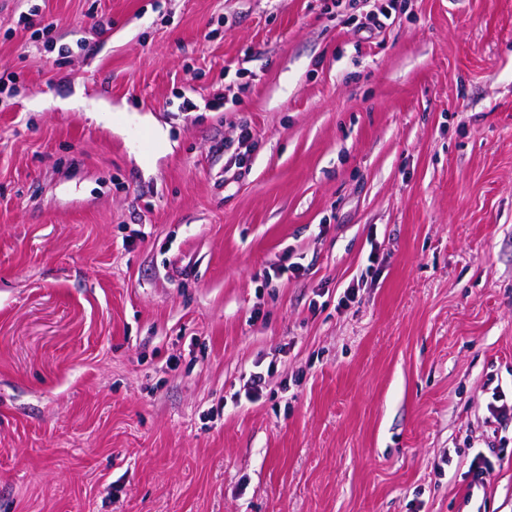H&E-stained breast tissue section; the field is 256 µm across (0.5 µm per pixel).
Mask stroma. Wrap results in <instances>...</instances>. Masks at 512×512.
<instances>
[{"label": "stroma", "instance_id": "1", "mask_svg": "<svg viewBox=\"0 0 512 512\" xmlns=\"http://www.w3.org/2000/svg\"><path fill=\"white\" fill-rule=\"evenodd\" d=\"M479 454L512 512V0H0V512H470Z\"/></svg>", "mask_w": 512, "mask_h": 512}]
</instances>
